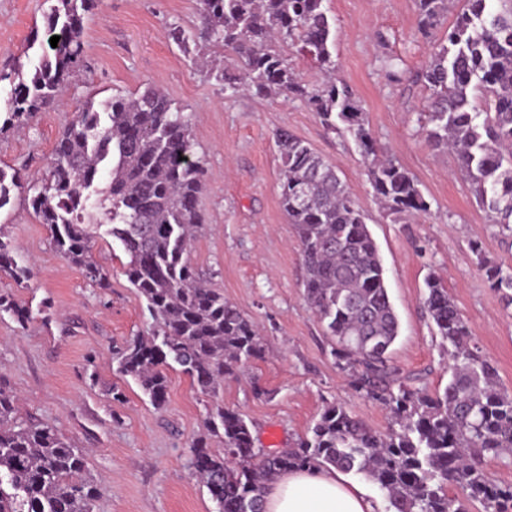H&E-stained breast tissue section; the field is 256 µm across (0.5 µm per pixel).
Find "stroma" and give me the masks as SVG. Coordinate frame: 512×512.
I'll return each instance as SVG.
<instances>
[{
	"label": "stroma",
	"mask_w": 512,
	"mask_h": 512,
	"mask_svg": "<svg viewBox=\"0 0 512 512\" xmlns=\"http://www.w3.org/2000/svg\"><path fill=\"white\" fill-rule=\"evenodd\" d=\"M48 7L47 0H0V67L24 61ZM324 7L336 30V78L352 88L382 153L416 179L425 213L383 211L368 180L369 162L351 135L326 129L305 103L246 91L226 97L201 66L223 64V49L203 44L186 53L168 37L174 24L199 29L196 0H99L84 19V65L67 91L29 123L0 133V168L18 172L23 183L0 209V240L31 269L22 282L0 273V294L32 311L23 326L0 313V380L16 394L20 414L86 451L88 473L104 487L95 512H216L192 473L189 452L204 437L213 453H223L222 439L207 425L216 401L250 421L255 445L266 453L294 447L330 403L346 406L376 431L390 425L388 409L351 390L304 299L306 272L279 199L275 133L281 129L335 166L369 216L401 323L392 361L410 376V388L433 394L451 377L448 351L424 307L425 280L433 274L469 320L500 384L512 390V308L488 287L470 249L479 243L488 258L512 268V239H503L476 204L455 155L432 147L421 132L428 92L417 75L436 40L419 33L415 0H324ZM387 56L401 59L398 70L381 66ZM150 85L189 113L208 171L200 198L204 225L189 258L264 338V354L250 362L247 378H225L213 398L197 392L180 368L170 369L161 407L112 362L114 343L155 329L125 275L129 257L122 245L108 225H96L94 257L110 286L94 287L55 250L25 201L27 183L46 177L59 132L86 101Z\"/></svg>",
	"instance_id": "1"
}]
</instances>
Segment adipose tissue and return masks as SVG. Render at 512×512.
<instances>
[{"label": "adipose tissue", "instance_id": "adipose-tissue-1", "mask_svg": "<svg viewBox=\"0 0 512 512\" xmlns=\"http://www.w3.org/2000/svg\"><path fill=\"white\" fill-rule=\"evenodd\" d=\"M264 512H374L366 487L335 468L279 475L264 497Z\"/></svg>", "mask_w": 512, "mask_h": 512}]
</instances>
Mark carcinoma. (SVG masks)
I'll use <instances>...</instances> for the list:
<instances>
[{
  "label": "carcinoma",
  "mask_w": 512,
  "mask_h": 512,
  "mask_svg": "<svg viewBox=\"0 0 512 512\" xmlns=\"http://www.w3.org/2000/svg\"><path fill=\"white\" fill-rule=\"evenodd\" d=\"M96 0H52L44 35L35 30L27 49L41 48L29 71L0 68L9 87L0 105V132L23 124L68 86L83 60V19ZM324 0H197L200 32L170 28L173 41L218 45L228 53L212 77L232 97L241 90L272 92L310 106L324 124L338 125L370 159L374 195L391 215L422 213L428 203L414 177L380 158L365 112L352 91L333 78V24ZM419 30L432 34L448 0H416ZM60 37L53 48L50 38ZM420 73L430 91L426 139L454 152L477 204L505 238L512 237V0H464ZM299 46L319 71L306 80L281 44ZM282 162L280 204L293 224L306 271L304 297L331 337V354L355 394L384 405L391 424L377 432L341 404L327 406L293 448L263 454L254 447L243 414L216 403L210 432L224 436V455L204 438L190 445L193 473L217 512H262L269 484L293 470L337 467L374 484L384 512H512V485L492 481L486 457L512 453V392L497 383L496 368L476 346L469 322L446 286L426 280V311L448 343L451 378L443 393L408 387L391 360L400 322L366 215L335 168L288 130L275 135ZM205 166L197 155L191 118L160 90L85 103L59 133L48 177L34 183L28 203L56 251L95 286L109 287L94 257L90 226L107 221L109 234L129 256L126 276L155 320L151 337L112 348L119 373L131 377L150 402L164 405L177 365L202 394L214 395L226 376L262 356L257 326L224 295L209 288L188 260L203 224L199 200ZM20 187L0 169V209ZM472 251L489 287L512 305V270ZM0 272L20 281L30 269L0 241ZM0 312L20 324L24 305L0 295ZM455 489L458 494H450ZM102 487L87 476L85 452L58 431L16 409L0 383V512H94Z\"/></svg>",
  "instance_id": "cac0c4a2"
}]
</instances>
